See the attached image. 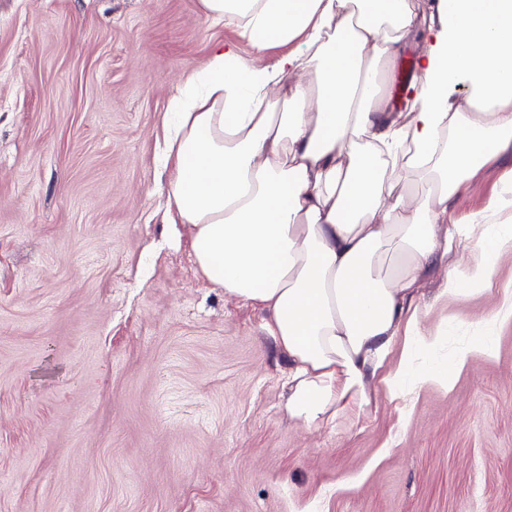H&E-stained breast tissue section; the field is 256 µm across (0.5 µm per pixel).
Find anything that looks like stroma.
Instances as JSON below:
<instances>
[{"instance_id":"1","label":"stroma","mask_w":512,"mask_h":512,"mask_svg":"<svg viewBox=\"0 0 512 512\" xmlns=\"http://www.w3.org/2000/svg\"><path fill=\"white\" fill-rule=\"evenodd\" d=\"M219 43L255 53L201 0H0V512H512V251L488 291L437 296L512 149L451 199L461 244L420 282L414 366L451 387L376 380L360 418L305 427L265 313L172 233L170 101Z\"/></svg>"}]
</instances>
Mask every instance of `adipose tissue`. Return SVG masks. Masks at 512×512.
I'll return each mask as SVG.
<instances>
[{
    "label": "adipose tissue",
    "instance_id": "obj_1",
    "mask_svg": "<svg viewBox=\"0 0 512 512\" xmlns=\"http://www.w3.org/2000/svg\"><path fill=\"white\" fill-rule=\"evenodd\" d=\"M255 48L216 45L183 75L168 196L202 274L268 312L288 359L284 410L358 416L416 326L419 282L457 245L448 202L512 148V0H202ZM421 42L422 72L387 109L380 70ZM277 48L273 66L260 56ZM466 81L464 98L450 90ZM407 169L427 194L396 193Z\"/></svg>",
    "mask_w": 512,
    "mask_h": 512
}]
</instances>
